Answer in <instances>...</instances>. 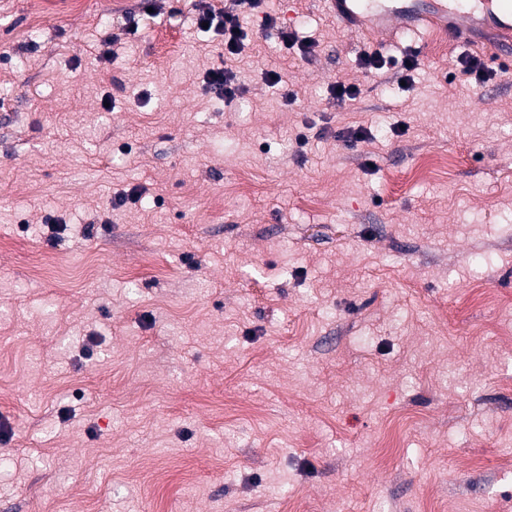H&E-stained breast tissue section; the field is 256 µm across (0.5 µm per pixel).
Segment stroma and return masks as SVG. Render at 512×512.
<instances>
[{
    "label": "stroma",
    "mask_w": 512,
    "mask_h": 512,
    "mask_svg": "<svg viewBox=\"0 0 512 512\" xmlns=\"http://www.w3.org/2000/svg\"><path fill=\"white\" fill-rule=\"evenodd\" d=\"M33 4L0 0V512H512V77L266 0L227 104L194 0ZM80 8V0H38L33 9L32 28H37L46 16L71 14ZM362 66L367 69L370 73H378V71L386 68L390 70L392 68H396L394 74L397 78V83L400 84L401 81H406L408 74L406 72H410L413 69H417L418 62L414 58H408L401 61L400 65L398 61H384L378 56H369L364 55L362 58Z\"/></svg>",
    "instance_id": "1"
}]
</instances>
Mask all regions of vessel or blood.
<instances>
[{"mask_svg":"<svg viewBox=\"0 0 512 512\" xmlns=\"http://www.w3.org/2000/svg\"><path fill=\"white\" fill-rule=\"evenodd\" d=\"M352 34L395 40L421 30L487 48L494 61L512 65V0H326Z\"/></svg>","mask_w":512,"mask_h":512,"instance_id":"vessel-or-blood-1","label":"vessel or blood"}]
</instances>
